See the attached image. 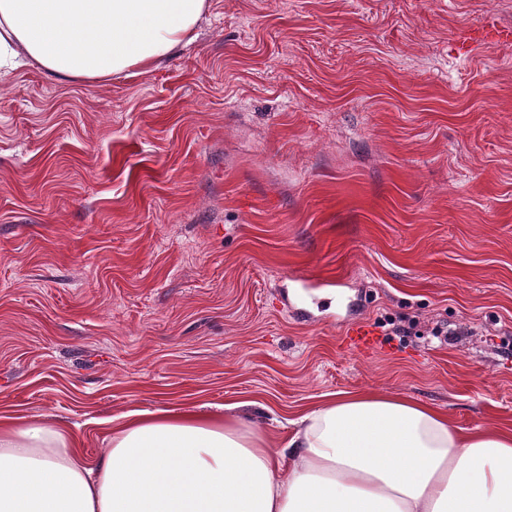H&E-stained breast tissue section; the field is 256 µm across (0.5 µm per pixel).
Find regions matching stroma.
<instances>
[{"mask_svg":"<svg viewBox=\"0 0 512 512\" xmlns=\"http://www.w3.org/2000/svg\"><path fill=\"white\" fill-rule=\"evenodd\" d=\"M208 3L131 77L0 80V410L91 463L109 419L182 403L275 448L337 392L512 430V49L449 48L512 0ZM347 342L358 349L374 348L378 343L375 332L364 322L355 321L347 326Z\"/></svg>","mask_w":512,"mask_h":512,"instance_id":"1","label":"stroma"}]
</instances>
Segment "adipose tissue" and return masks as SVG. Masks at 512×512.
<instances>
[{"instance_id":"ef3b65f1","label":"adipose tissue","mask_w":512,"mask_h":512,"mask_svg":"<svg viewBox=\"0 0 512 512\" xmlns=\"http://www.w3.org/2000/svg\"><path fill=\"white\" fill-rule=\"evenodd\" d=\"M207 0H0V69L111 78L194 39ZM0 512H512V431L339 394L280 450L237 416L132 410L97 465L69 430L0 413Z\"/></svg>"}]
</instances>
